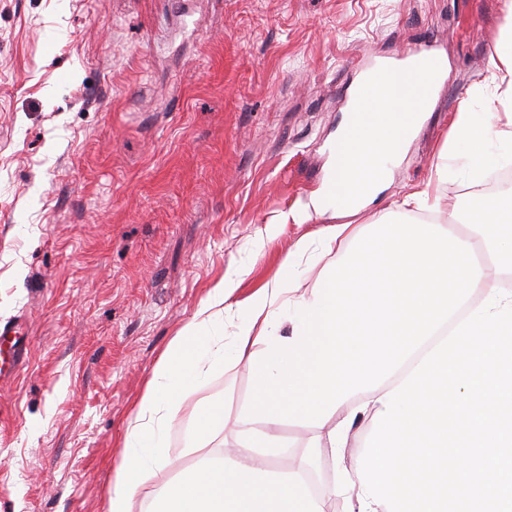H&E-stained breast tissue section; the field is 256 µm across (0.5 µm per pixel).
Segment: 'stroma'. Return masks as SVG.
I'll list each match as a JSON object with an SVG mask.
<instances>
[{
    "mask_svg": "<svg viewBox=\"0 0 512 512\" xmlns=\"http://www.w3.org/2000/svg\"><path fill=\"white\" fill-rule=\"evenodd\" d=\"M506 24L504 0H0V325L19 322L27 355L0 378V512H106L128 419L199 302L233 266L244 298L272 281L299 239L296 280L313 288L332 218L309 209L330 165L360 61L432 39L448 77L382 191L350 221H377L429 190L448 225L489 178L438 180L462 103L482 109ZM282 228L261 256L267 224ZM247 363L212 370L167 430L164 465L132 512L205 461L242 452L235 426L253 399ZM225 425L187 443L198 406ZM256 432L281 442L272 469L303 471L326 512L317 427Z\"/></svg>",
    "mask_w": 512,
    "mask_h": 512,
    "instance_id": "stroma-1",
    "label": "stroma"
}]
</instances>
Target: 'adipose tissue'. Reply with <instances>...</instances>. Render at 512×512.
I'll list each match as a JSON object with an SVG mask.
<instances>
[{
	"mask_svg": "<svg viewBox=\"0 0 512 512\" xmlns=\"http://www.w3.org/2000/svg\"><path fill=\"white\" fill-rule=\"evenodd\" d=\"M506 7L507 24L490 61L492 76L503 89L484 111L463 108L448 144L449 154L471 155L475 178L499 160L487 142L495 133L499 108L512 104V0ZM392 153L389 128L359 131L343 149L346 176L339 189L350 191L349 171L370 176L373 164L388 163ZM464 218L474 234L393 221L364 229L351 223L330 225L323 234L324 252L341 242L351 249L325 269L307 295L298 293L293 276L294 257L307 249L306 240L295 244L272 283L244 299L234 294L249 271L231 269L163 354L129 418L107 512H132L135 494L163 464L165 432L184 395L211 368L229 360L247 362L254 377L251 406L237 420L244 433H251L258 420L276 424L288 418L317 425L340 458L334 494L348 498L351 512H387L363 495L357 465L344 457L352 430L371 421L382 407V395L402 383L449 329L474 311L473 297H487L489 266L480 254L495 257L503 273L512 276V236L499 230L503 221H512V198L500 197L493 208L484 197H475ZM369 244L405 260L410 273L386 283L358 278V258ZM448 256L464 258L457 274L443 265ZM230 310L239 311L242 319L228 357L223 328ZM281 319L291 324L285 338L276 332ZM257 342L265 346L263 355H248V346ZM150 512H323V504L309 496L297 475L272 471L258 457L243 455L183 474L155 496Z\"/></svg>",
	"mask_w": 512,
	"mask_h": 512,
	"instance_id": "ef3b65f1",
	"label": "adipose tissue"
}]
</instances>
